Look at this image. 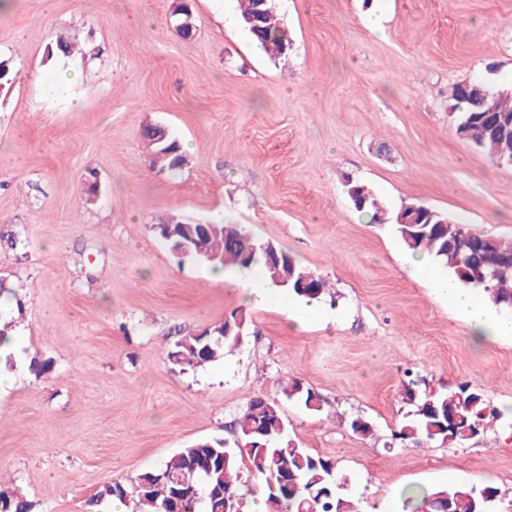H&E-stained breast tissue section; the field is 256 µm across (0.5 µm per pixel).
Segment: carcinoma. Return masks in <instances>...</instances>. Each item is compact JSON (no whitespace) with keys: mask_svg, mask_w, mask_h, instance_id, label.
<instances>
[{"mask_svg":"<svg viewBox=\"0 0 512 512\" xmlns=\"http://www.w3.org/2000/svg\"><path fill=\"white\" fill-rule=\"evenodd\" d=\"M240 18L254 41L272 59L288 55L290 42L274 19V7L260 0H240ZM450 109L456 114L461 138L472 142L493 162L512 164V138L499 136L487 122L493 113L512 122V92L493 90L480 81L452 84ZM159 125L148 126L143 136L149 142L152 162L173 170L185 157L179 142L169 136L159 142ZM348 195L359 211L371 214L377 224H393L406 249L423 253L446 268L461 283L479 288L489 303L512 312V269L501 268L502 256L512 251V239L496 246L480 247L485 237L474 225L452 220L423 204H415L421 225L399 224V211L381 206L368 187L349 185ZM172 225H154L155 232L182 260L208 263L213 267L250 269L261 265L264 279L309 302L335 299L328 281L305 269L273 244L251 237L238 224H176L179 235L166 237ZM498 268L496 278L486 274ZM248 320L241 309L203 332L179 339L169 360L182 369H195L224 357L238 347ZM12 340L11 324L0 326V371L14 368L13 354L5 352ZM287 400L300 402L312 413L321 410L322 398L296 378L281 383ZM404 403L413 407L392 439L402 444H446L456 448L497 425L512 428L504 415L467 382L444 391L421 388V380L404 382ZM236 439L230 446L222 438L200 439L168 456L159 466L142 471L132 486L109 485L96 499L115 498L132 503L133 512H243L248 490L242 473L256 477L265 494L267 512H360L359 505L343 493L347 479L331 458L313 455L291 438L280 405L261 395L249 398L233 422ZM405 507L422 501L416 512H512V495L494 485L477 487L458 484L438 489H411L402 493ZM0 512H32V504L14 491L0 488Z\"/></svg>","mask_w":512,"mask_h":512,"instance_id":"carcinoma-1","label":"carcinoma"}]
</instances>
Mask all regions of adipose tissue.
Returning <instances> with one entry per match:
<instances>
[{"label":"adipose tissue","mask_w":512,"mask_h":512,"mask_svg":"<svg viewBox=\"0 0 512 512\" xmlns=\"http://www.w3.org/2000/svg\"><path fill=\"white\" fill-rule=\"evenodd\" d=\"M414 269L426 276L432 288L440 295L448 298L453 308L469 325L475 339L512 336V318L492 316L491 307L480 289L461 287L455 278L434 270L423 258L416 261Z\"/></svg>","instance_id":"adipose-tissue-1"}]
</instances>
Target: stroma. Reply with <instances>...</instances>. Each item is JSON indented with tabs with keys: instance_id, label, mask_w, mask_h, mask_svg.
Here are the masks:
<instances>
[{
	"instance_id": "obj_1",
	"label": "stroma",
	"mask_w": 512,
	"mask_h": 512,
	"mask_svg": "<svg viewBox=\"0 0 512 512\" xmlns=\"http://www.w3.org/2000/svg\"><path fill=\"white\" fill-rule=\"evenodd\" d=\"M8 0L0 60V303L15 366L0 374V480L33 512H113L104 486L201 438H235L249 397L279 401L291 437L332 456L363 512H396L405 487H512V434L464 447L390 446L406 377L460 382L512 411V338L476 341L392 225L355 209L348 183L390 209L421 202L512 238V166L456 133L448 87L512 89V0H275L287 57L257 53L237 0ZM383 18L381 33L368 16ZM74 54L48 57L59 37ZM150 124L186 164L152 167ZM240 224L324 277L336 299L293 332L243 304L208 265L180 260L154 226ZM245 308L243 344L181 369L175 342ZM47 360L34 373L31 357ZM296 378L320 412L281 399ZM362 416L370 438L354 434Z\"/></svg>"
}]
</instances>
